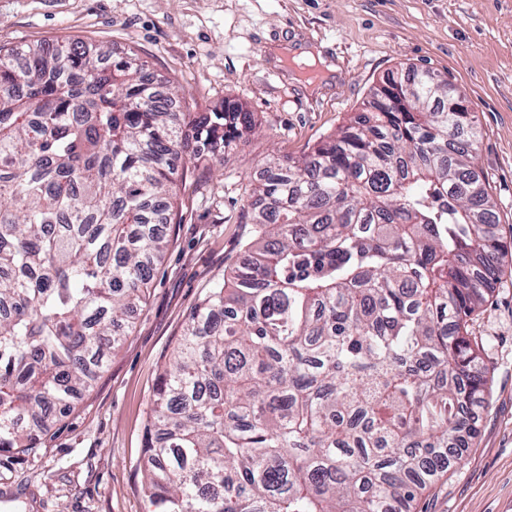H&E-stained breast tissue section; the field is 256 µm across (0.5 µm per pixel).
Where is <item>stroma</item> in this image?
Here are the masks:
<instances>
[{"mask_svg": "<svg viewBox=\"0 0 512 512\" xmlns=\"http://www.w3.org/2000/svg\"><path fill=\"white\" fill-rule=\"evenodd\" d=\"M67 37L135 50L183 111L237 101L256 129L223 164L189 165L179 222L120 346L92 387L28 453L0 452V512H152L144 491L151 395L191 309L246 257L251 189L271 156L298 157L347 124L395 67L447 77L480 132L478 166L512 241V0H0V45ZM308 43L340 71L271 60ZM490 379L478 436L415 512H512V256L467 322Z\"/></svg>", "mask_w": 512, "mask_h": 512, "instance_id": "obj_1", "label": "stroma"}]
</instances>
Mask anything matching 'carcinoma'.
I'll list each match as a JSON object with an SVG mask.
<instances>
[{
  "instance_id": "carcinoma-1",
  "label": "carcinoma",
  "mask_w": 512,
  "mask_h": 512,
  "mask_svg": "<svg viewBox=\"0 0 512 512\" xmlns=\"http://www.w3.org/2000/svg\"><path fill=\"white\" fill-rule=\"evenodd\" d=\"M134 51L0 47V452L36 448L117 347L167 247L174 157L255 129L174 112ZM448 80L387 73L255 180L248 259L189 314L144 448L152 512H411L477 435L464 336L505 245Z\"/></svg>"
}]
</instances>
